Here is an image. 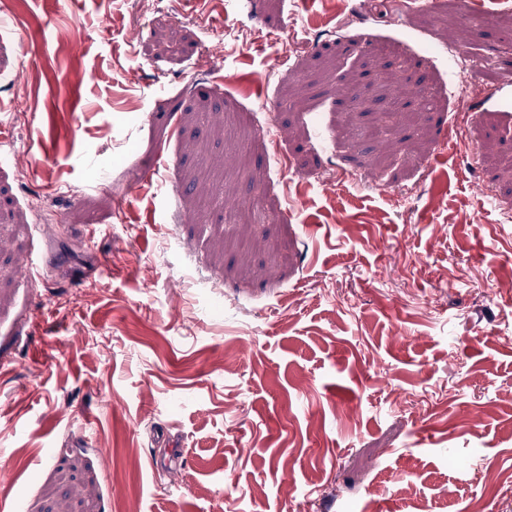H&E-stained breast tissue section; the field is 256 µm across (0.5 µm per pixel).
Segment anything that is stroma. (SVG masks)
Instances as JSON below:
<instances>
[{"label":"stroma","instance_id":"1","mask_svg":"<svg viewBox=\"0 0 512 512\" xmlns=\"http://www.w3.org/2000/svg\"><path fill=\"white\" fill-rule=\"evenodd\" d=\"M0 19V502L512 512L511 5ZM459 38L495 69L454 70Z\"/></svg>","mask_w":512,"mask_h":512}]
</instances>
